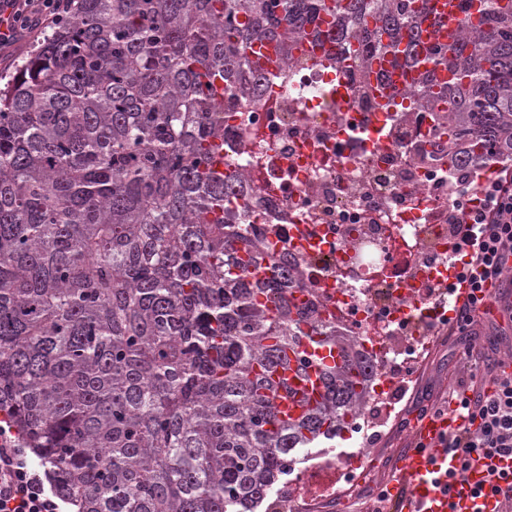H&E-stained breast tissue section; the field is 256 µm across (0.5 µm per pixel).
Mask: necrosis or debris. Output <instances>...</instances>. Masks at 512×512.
Returning <instances> with one entry per match:
<instances>
[{"label":"necrosis or debris","mask_w":512,"mask_h":512,"mask_svg":"<svg viewBox=\"0 0 512 512\" xmlns=\"http://www.w3.org/2000/svg\"><path fill=\"white\" fill-rule=\"evenodd\" d=\"M340 77L328 63L294 61L259 101L225 97L224 160L248 186L243 223L292 254L303 285L370 354L363 426L403 376L400 352L416 346L412 311L446 271L459 183L441 149L417 152L424 113H381L355 89L339 106ZM395 337L401 350L389 345Z\"/></svg>","instance_id":"necrosis-or-debris-1"}]
</instances>
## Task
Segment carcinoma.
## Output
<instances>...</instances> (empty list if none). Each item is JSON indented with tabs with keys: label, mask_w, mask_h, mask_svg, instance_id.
Masks as SVG:
<instances>
[{
	"label": "carcinoma",
	"mask_w": 512,
	"mask_h": 512,
	"mask_svg": "<svg viewBox=\"0 0 512 512\" xmlns=\"http://www.w3.org/2000/svg\"><path fill=\"white\" fill-rule=\"evenodd\" d=\"M428 2L74 0L0 77V423L78 512H254L299 454L353 427L370 357L314 296L293 301L290 254L238 224L242 179L211 170L213 80L255 101L252 42L286 66L324 37L367 87L378 55L418 66ZM483 4L434 49L455 81L422 72L399 106L431 114L422 144H447L463 184L512 158V0ZM314 335L348 363L284 420L273 375Z\"/></svg>",
	"instance_id": "cac0c4a2"
}]
</instances>
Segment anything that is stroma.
<instances>
[{
	"label": "stroma",
	"instance_id": "35a3bbf8",
	"mask_svg": "<svg viewBox=\"0 0 512 512\" xmlns=\"http://www.w3.org/2000/svg\"><path fill=\"white\" fill-rule=\"evenodd\" d=\"M463 348L462 336L433 337L431 353L422 365L418 381L410 383L396 405L397 417L386 422L374 421V428L382 432L380 441L367 443L362 432L352 430L317 445L293 473L284 476L270 491L269 501L284 498L292 506L306 505L307 512H365L369 498L393 480L401 451L409 445L415 415L436 400L446 398L458 379L466 380L477 374V367L465 358ZM360 449L365 452V463L354 476L357 484L354 494H347L346 482L337 481L335 472L313 468L316 458L326 459Z\"/></svg>",
	"mask_w": 512,
	"mask_h": 512
}]
</instances>
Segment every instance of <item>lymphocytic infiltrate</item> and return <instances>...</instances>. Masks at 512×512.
<instances>
[{"label": "lymphocytic infiltrate", "instance_id": "f902f5d3", "mask_svg": "<svg viewBox=\"0 0 512 512\" xmlns=\"http://www.w3.org/2000/svg\"><path fill=\"white\" fill-rule=\"evenodd\" d=\"M72 0H0V49L17 46L37 36L68 15ZM448 231L453 238L447 263L455 283L435 285L428 291L433 303L446 302L466 285L467 299L455 308L452 319L427 321L430 332L450 325L465 333V352L473 354L480 336L473 316L484 302L486 281L505 275V255L512 254V164L495 163L488 169L482 197L477 205L457 200ZM495 390L466 395L448 391L447 401L434 404L440 414L452 411L471 422V429L449 435L448 447L464 454L512 457V374L494 380ZM0 512H61L56 494L47 492L43 481L9 431L0 425Z\"/></svg>", "mask_w": 512, "mask_h": 512}]
</instances>
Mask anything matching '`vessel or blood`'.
I'll list each match as a JSON object with an SVG mask.
<instances>
[{
	"label": "vessel or blood",
	"instance_id": "vessel-or-blood-1",
	"mask_svg": "<svg viewBox=\"0 0 512 512\" xmlns=\"http://www.w3.org/2000/svg\"><path fill=\"white\" fill-rule=\"evenodd\" d=\"M441 6L440 25L430 27L424 37L428 43L444 44L458 33L462 19L477 23V8L468 15L447 7V0H436ZM253 67L264 73L278 72L280 51L271 41H255L247 49ZM372 69L383 72L384 82H373L372 89L380 105L391 107L402 103L401 96L410 86L413 72L394 67L390 56L377 57ZM512 305V293L503 290L501 282H491L485 306L478 309L477 318L499 321L506 306ZM301 349L308 360L304 370L285 372L288 391L280 392L277 400L281 417H299L306 406L316 405L324 392L321 375L325 368L343 366L347 360L338 345L322 340H303ZM463 421L452 412L426 415L414 425L411 445L403 449L399 475L389 485L391 512H494L497 505L512 504V480L488 479L484 461H476L466 474H457L458 462L441 441L456 432Z\"/></svg>",
	"mask_w": 512,
	"mask_h": 512
}]
</instances>
